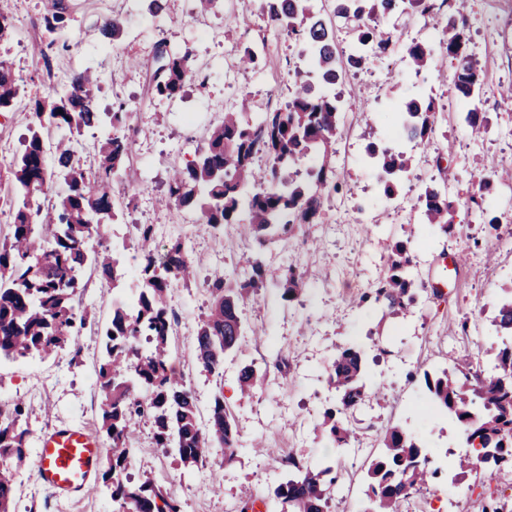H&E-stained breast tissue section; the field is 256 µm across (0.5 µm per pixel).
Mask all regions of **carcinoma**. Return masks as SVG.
<instances>
[{
    "instance_id": "obj_1",
    "label": "carcinoma",
    "mask_w": 512,
    "mask_h": 512,
    "mask_svg": "<svg viewBox=\"0 0 512 512\" xmlns=\"http://www.w3.org/2000/svg\"><path fill=\"white\" fill-rule=\"evenodd\" d=\"M339 16L354 43L368 47L374 56L390 51L391 35L380 30L377 20L401 7L398 0H337ZM421 15L436 18L447 0H407ZM465 0H455L458 18L448 21L441 54L421 42L407 48L415 70L456 61L453 85L469 108L463 116L472 133L487 130L480 102L483 82L472 55L467 52V33L462 11ZM267 23L299 40L309 54L312 73L324 90L297 81L285 107L256 112L252 99L242 96L237 107L224 112L213 124L198 158L173 168L168 182V202L177 209L199 213L214 231L235 225L254 243L246 266L228 274L216 270L204 279L209 295L208 311L197 325L194 357L197 366L210 375L223 376L224 361L242 351L247 333L243 318L245 300L268 288L279 290L284 301H294L305 286L306 271L294 265L280 273L267 269L266 246L288 240L303 224H320L324 203L338 189L336 170L330 159L336 153V138L342 131V104L329 87L341 79L343 66L336 54V32L314 11L313 0H264ZM61 0H50L42 17L49 32L67 27ZM15 30L14 16L0 0V41ZM123 33L117 17L106 18L99 27L103 39L116 40ZM190 53L166 52L154 56V95H179L191 73ZM100 86L91 70L75 73L66 90L29 101V136L11 158L12 193L18 201L12 213L11 231L0 242V358L16 360L32 353L46 356L64 347L85 325L87 310H75L73 299L80 271L94 263L105 279L116 283L124 276L106 245L91 253L86 239L92 225L117 215L114 176L134 153V139L125 133L131 116L124 106L98 111ZM21 87L11 65L0 60V112L15 109ZM409 136L427 146L432 142L435 104L432 98H413L404 104ZM81 132L85 127L112 129L94 147L96 166L85 168L70 139L58 140L46 153L44 131ZM375 159L385 191L394 190L396 179L408 173L413 156L379 142L366 147ZM317 152L322 163L303 181L297 168L303 158ZM270 160L265 169L254 167L257 156ZM493 181H479L478 192L465 205L482 208L492 182L512 180L509 170H492ZM59 179L64 188L48 195ZM451 208L438 190L425 187L417 203L418 222L448 234ZM138 239L143 246L139 271L140 292L134 307L112 306L110 323L102 331L105 358L98 370L103 396L101 430L109 440L103 482H112V498L121 512H180V505L167 497L150 473L135 485L126 471L136 454L134 431L143 418L152 420L155 447L164 456L175 455L187 469L209 461L211 450L224 449V462L236 457L241 432L233 413L224 406L223 394L214 396L207 419H202L198 399L185 380L168 368L169 336L175 316L167 304L175 283L188 285L196 279L192 261L180 239L163 252L149 248L152 229L143 225ZM412 239L396 241L390 249L387 269L375 288L360 296L359 305L375 303L384 315L411 311L427 285L412 274ZM497 334L512 340V297L501 300L490 321ZM497 374L485 376L469 366L455 365L434 375L423 374V385L436 408L478 443L477 454L459 458L457 475L481 470L492 474L512 468V343L495 353ZM269 367L254 362L238 364L236 381L242 395L251 397L268 380ZM369 363L364 346L344 347L331 362L327 382L338 404L326 409L317 426L320 435L338 448L348 445L357 431L354 418L359 407L381 396V389L368 384ZM25 407L21 402L0 404V512H13L14 468L26 459L29 431L23 427ZM381 452L368 468L366 497L371 512H401L402 504L436 475L422 457L421 440L410 429L382 426L375 433ZM288 475L269 487L264 497L267 512H329L336 491V469L329 462L319 467L302 464L293 454L283 458Z\"/></svg>"
}]
</instances>
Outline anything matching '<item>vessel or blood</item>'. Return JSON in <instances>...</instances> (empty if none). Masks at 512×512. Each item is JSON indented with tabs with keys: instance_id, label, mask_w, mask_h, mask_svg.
Segmentation results:
<instances>
[{
	"instance_id": "b4317fda",
	"label": "vessel or blood",
	"mask_w": 512,
	"mask_h": 512,
	"mask_svg": "<svg viewBox=\"0 0 512 512\" xmlns=\"http://www.w3.org/2000/svg\"><path fill=\"white\" fill-rule=\"evenodd\" d=\"M102 458L101 443L86 426L52 427L39 441L38 478L58 499L78 500L95 485Z\"/></svg>"
}]
</instances>
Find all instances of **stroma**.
Listing matches in <instances>:
<instances>
[{
	"label": "stroma",
	"instance_id": "obj_1",
	"mask_svg": "<svg viewBox=\"0 0 512 512\" xmlns=\"http://www.w3.org/2000/svg\"><path fill=\"white\" fill-rule=\"evenodd\" d=\"M70 17L64 31L49 33L40 23L42 0H11L16 31L0 43L26 96L42 97L63 91L73 72H96L101 92V111L122 105L132 109V134L136 151L115 176V184L128 187L129 209L123 220L95 225L93 233L105 244L116 245L128 275L121 287L107 286L93 269L80 276L76 307L89 306L93 315L81 331L79 347L65 346L45 358L0 361V401L21 400L28 411L26 426L31 440L55 425L79 422L99 430L101 394L98 368L101 359L100 326L112 318V304L130 298L137 278L130 269L141 249L136 225L156 227L154 243L164 250L176 238L192 241L189 252L200 275L213 269L244 266L250 248L236 233L214 234L206 224L180 223V213L163 199L174 165L193 159L194 149L174 153V143L185 133L184 113L210 127L226 107L249 92L256 111L270 104H284L301 69V47L292 38L276 34L271 47H263L266 31L262 0H235L233 8H217L197 15L196 0H165L162 13L154 15L148 0H64ZM120 16L124 33L117 41L102 42L98 25L103 17ZM468 51L478 58L484 79V108L488 131L471 136L460 114L465 102L453 88L455 65L445 62L442 72H421L403 65L412 41L438 45L442 23L418 16H394L380 27L392 35L389 55L376 59L362 71H350L336 90L343 102L361 106L356 116L384 144L403 150V140L394 136L396 109L414 96L433 98L437 107L435 135L427 152L414 156V176L438 184L445 171H452L461 193L476 191L479 177L491 167L512 168V99L500 97V88L512 86V0H470L467 12ZM169 50L190 51L195 73L183 95L173 100L151 97V73L143 61L152 59L159 40ZM250 47L261 63L253 69L238 66L237 49ZM27 133L20 112H0V239L9 232L10 174L8 163ZM508 204L496 193L486 197L485 211L455 205L453 230L443 234L420 227L414 250L425 255L419 269L427 284H441L440 296L430 297L423 309L403 317L382 318L377 309L353 305L359 284L371 283L386 269L390 247L404 238L407 225L395 223L378 211L376 223L364 215L339 210L335 200L325 205V221L305 224L295 232L291 247L270 246L266 263L278 270L293 263L308 270L304 295L297 301H282L275 289L248 299L244 309L250 327L265 329L262 340L246 341L236 359L226 360L223 376L200 372L193 353L198 323L209 305L202 283L172 289L169 305L176 316L169 338V366L183 375L195 391L201 410H208L216 393L233 411L243 445L232 464L222 452H214L199 471L184 469L175 456L160 457L153 446L149 421L137 426V453L131 474L165 467L163 491L179 499L183 512H227L229 504L251 490L262 500L268 487L285 475L282 453L314 463L331 457L341 464L344 448H334L315 436L312 426L333 405L334 392L326 382V367L343 346L360 342L372 366L375 381L385 387L382 404L368 403L357 413L359 437L374 435L391 423L408 425L435 456L455 447L456 423L425 413L419 379L424 371H436L446 362V342L455 339L457 359L470 363L489 360L495 346L487 332L490 318L504 291L512 289V223L502 224L495 237H488L484 212L501 215ZM467 253L466 265L456 274L443 269L448 253ZM468 322L460 331V322ZM283 354L281 370L272 372L266 388L245 398L236 386L240 361L262 366ZM468 493L464 512H482L488 500L512 503V469L494 475H467L461 482ZM15 512H118L110 490L96 484L83 500L57 501L37 479V461L28 456L16 472L13 500Z\"/></svg>",
	"mask_w": 512,
	"mask_h": 512
}]
</instances>
